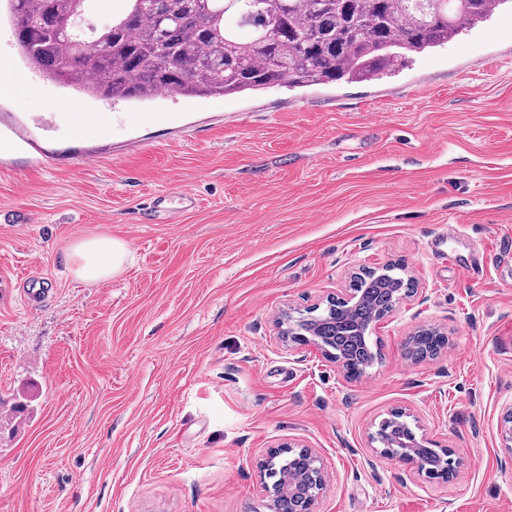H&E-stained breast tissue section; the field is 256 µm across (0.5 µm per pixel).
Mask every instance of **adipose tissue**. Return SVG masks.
<instances>
[{
	"instance_id": "1",
	"label": "adipose tissue",
	"mask_w": 512,
	"mask_h": 512,
	"mask_svg": "<svg viewBox=\"0 0 512 512\" xmlns=\"http://www.w3.org/2000/svg\"><path fill=\"white\" fill-rule=\"evenodd\" d=\"M126 245L108 235L78 241L72 249V273L87 282H97L118 273L127 263Z\"/></svg>"
}]
</instances>
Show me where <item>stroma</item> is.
I'll use <instances>...</instances> for the list:
<instances>
[{
	"mask_svg": "<svg viewBox=\"0 0 512 512\" xmlns=\"http://www.w3.org/2000/svg\"><path fill=\"white\" fill-rule=\"evenodd\" d=\"M0 58V114L95 115L35 130L44 164L0 156V283L51 289L0 295V512H268L259 462L281 443L324 466L315 512H512V40L495 21L377 80L188 102L62 91L6 24ZM178 189L196 205L146 222ZM99 234L130 260L79 280L71 248ZM391 262L414 293L373 330L381 364L349 382L280 341L288 313ZM425 328L450 345L411 362ZM396 410L453 449V477L376 456ZM172 201H181L182 203L192 204L194 201V197L187 191H176L172 194H168L165 196H157L153 199L151 205L148 210V222H154V217L162 212L168 211V204H171Z\"/></svg>",
	"mask_w": 512,
	"mask_h": 512,
	"instance_id": "35a3bbf8",
	"label": "stroma"
}]
</instances>
